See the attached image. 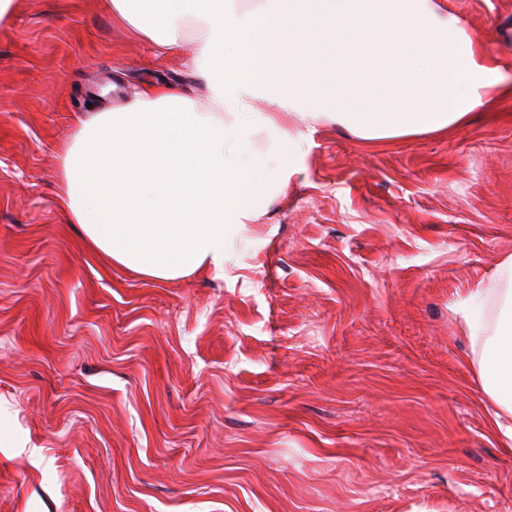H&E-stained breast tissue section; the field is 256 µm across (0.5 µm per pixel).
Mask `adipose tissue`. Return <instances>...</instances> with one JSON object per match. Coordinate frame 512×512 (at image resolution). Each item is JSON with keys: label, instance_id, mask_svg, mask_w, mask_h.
<instances>
[{"label": "adipose tissue", "instance_id": "obj_1", "mask_svg": "<svg viewBox=\"0 0 512 512\" xmlns=\"http://www.w3.org/2000/svg\"><path fill=\"white\" fill-rule=\"evenodd\" d=\"M113 18L159 52L196 29L194 70L207 89L198 108L182 89L144 88L124 109L100 112L58 150L56 200L99 256L146 278L178 281L224 271L235 235L285 163L290 131L323 121L364 139L438 132L463 122L512 79L478 35L435 0H102ZM264 99L270 113L251 112ZM270 131L269 156H248ZM134 200L138 223L125 221ZM485 310L463 309L490 405L491 431L512 447V255L474 290Z\"/></svg>", "mask_w": 512, "mask_h": 512}]
</instances>
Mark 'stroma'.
Instances as JSON below:
<instances>
[{
  "instance_id": "35a3bbf8",
  "label": "stroma",
  "mask_w": 512,
  "mask_h": 512,
  "mask_svg": "<svg viewBox=\"0 0 512 512\" xmlns=\"http://www.w3.org/2000/svg\"><path fill=\"white\" fill-rule=\"evenodd\" d=\"M512 61V0H440ZM99 0L0 23V512H512L459 309L512 254V98L441 133L291 124V175L167 282L93 254L58 146L207 90Z\"/></svg>"
}]
</instances>
